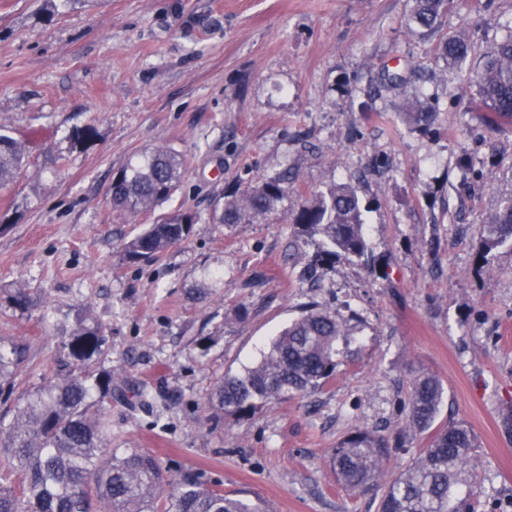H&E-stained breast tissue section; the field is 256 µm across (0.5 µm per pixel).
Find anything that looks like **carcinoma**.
Wrapping results in <instances>:
<instances>
[{"instance_id":"obj_1","label":"carcinoma","mask_w":512,"mask_h":512,"mask_svg":"<svg viewBox=\"0 0 512 512\" xmlns=\"http://www.w3.org/2000/svg\"><path fill=\"white\" fill-rule=\"evenodd\" d=\"M450 0H416L413 21L432 30ZM471 45L464 36L447 39L443 53L463 63ZM479 96L471 108L488 113L491 123L512 121V35L488 55L476 75ZM28 141L0 128V188L13 184L27 163ZM186 173L184 157L164 148L135 155L113 182V208L125 216L148 213L168 201ZM290 193L288 172L262 177L220 198L213 208L217 224H252L280 211ZM356 191L349 185L300 196L290 213L297 254L305 271L333 267L342 260L379 267L369 250L366 224ZM194 216L181 209L122 245L130 261L163 253L189 236ZM320 236L316 250H302L308 237ZM512 248V199L497 212L480 241L479 259ZM347 328L335 313L313 305L275 338L261 359L241 373L227 374L211 391L210 409L227 419H243L261 405L303 396L333 380L341 365L339 341ZM69 361L34 392L13 396V377L25 361L16 343L5 350L0 338V394L14 398L0 415V512H266L258 504L224 494L202 473L185 470L170 477L157 457L142 448L112 447V401L135 411L149 405V392L95 366L107 337L80 319L63 330ZM443 399L441 383L424 375L408 395L406 427L425 431ZM398 448L397 439L354 431L333 449L331 464L345 489L360 493L375 481L383 460ZM477 442L463 423L435 433L429 448L384 485L378 512H475L477 472L472 466Z\"/></svg>"}]
</instances>
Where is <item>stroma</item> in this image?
Masks as SVG:
<instances>
[{
    "instance_id": "1",
    "label": "stroma",
    "mask_w": 512,
    "mask_h": 512,
    "mask_svg": "<svg viewBox=\"0 0 512 512\" xmlns=\"http://www.w3.org/2000/svg\"><path fill=\"white\" fill-rule=\"evenodd\" d=\"M412 0H0V125L29 139L28 162L0 189V337L27 359L16 391L44 385L46 359L77 319L99 324L100 367L169 399L162 420L112 406V445L146 448L170 474L199 469L226 495L271 512H376L350 494L331 454L353 430L402 446L386 484L462 422L478 444L476 512H512V252L479 262L481 235L512 199V125L472 111L484 56L512 34V0H452L437 31L413 25ZM466 34L454 66L441 41ZM434 109L430 125L407 102ZM91 125L92 145L73 142ZM166 147L187 162L173 198L126 221L113 175ZM468 158V175L458 169ZM289 171L291 196L336 184L367 204L358 260L303 276L285 219L217 224L216 200ZM189 238L153 261L121 246L173 209ZM31 303H11L17 287ZM314 302L347 323L335 381L240 419L206 402L226 373L255 365ZM443 386L432 430L406 429L415 378Z\"/></svg>"
}]
</instances>
